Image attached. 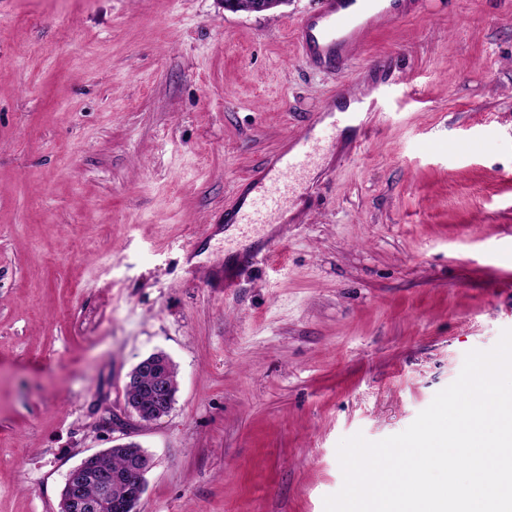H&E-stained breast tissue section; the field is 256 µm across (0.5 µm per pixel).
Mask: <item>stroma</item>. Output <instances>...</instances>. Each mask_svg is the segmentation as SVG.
Instances as JSON below:
<instances>
[{"label": "stroma", "mask_w": 512, "mask_h": 512, "mask_svg": "<svg viewBox=\"0 0 512 512\" xmlns=\"http://www.w3.org/2000/svg\"><path fill=\"white\" fill-rule=\"evenodd\" d=\"M320 3L0 0V512H57L116 418L140 512H324L341 439L402 432L512 329V0H421L341 73L293 40ZM340 89L379 101L368 137L309 130ZM308 130L277 253L226 260L225 210ZM158 351L145 425L125 380ZM163 365L164 362L160 361L158 358L148 356L139 361L133 370L127 374L125 406L127 411L134 415L140 422L151 423L158 421L163 416L167 415L172 408L175 392L165 375ZM143 373H149L151 375L142 376L139 385L128 390V395L132 398L140 397L143 402L149 403L151 401V395L147 388L152 381L151 391L155 400V403L152 405H145L140 400H129L127 395L126 388L133 382L131 377L135 376V379H137L139 375Z\"/></svg>", "instance_id": "1"}]
</instances>
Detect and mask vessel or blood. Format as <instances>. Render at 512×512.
<instances>
[{
    "label": "vessel or blood",
    "instance_id": "b4317fda",
    "mask_svg": "<svg viewBox=\"0 0 512 512\" xmlns=\"http://www.w3.org/2000/svg\"><path fill=\"white\" fill-rule=\"evenodd\" d=\"M418 6L419 0H390L386 5L381 0H322L318 12L295 29L294 38L308 66L343 72L354 63L368 32L386 18L414 14ZM317 150V141L304 134L266 166L256 180L255 195L242 200L230 216L242 236L263 231L283 210Z\"/></svg>",
    "mask_w": 512,
    "mask_h": 512
}]
</instances>
